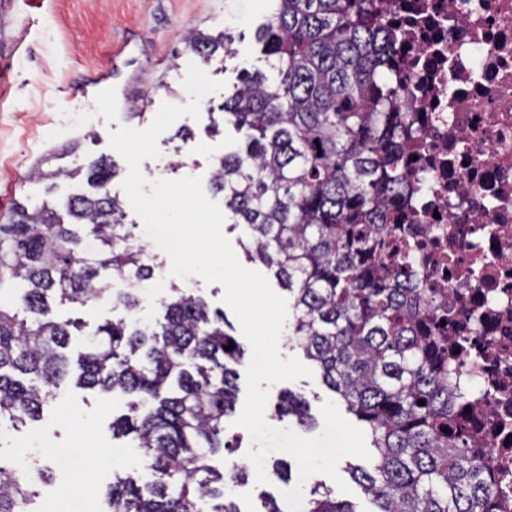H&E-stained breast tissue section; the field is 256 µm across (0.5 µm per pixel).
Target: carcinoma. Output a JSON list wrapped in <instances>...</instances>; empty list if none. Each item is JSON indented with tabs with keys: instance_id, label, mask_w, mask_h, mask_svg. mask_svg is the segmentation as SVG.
<instances>
[{
	"instance_id": "obj_1",
	"label": "carcinoma",
	"mask_w": 512,
	"mask_h": 512,
	"mask_svg": "<svg viewBox=\"0 0 512 512\" xmlns=\"http://www.w3.org/2000/svg\"><path fill=\"white\" fill-rule=\"evenodd\" d=\"M370 0H270L253 39L275 81L246 71L224 100V123L244 132L246 152H226L210 183L224 212L247 226L248 258L273 270L288 295L289 340L320 370L345 410L365 424L374 459L351 468L374 512H488L496 485L448 422L462 410L448 392L451 370L435 337L420 335L408 306L413 285L379 268V238L398 228L389 200L405 189L397 91L386 74L400 33L370 20ZM186 40L207 60L234 54L235 38L194 29ZM86 175L62 218L47 204L16 213L10 276L26 283L18 306L0 302V424H25L72 373L76 385L127 399L112 438L131 437L146 468L162 479L140 487L115 477L107 512H241L227 488H245L252 465L233 457L224 418L235 411L243 349L224 330V312L170 288L162 319L140 326L107 320L71 367L72 323L54 305L109 300L131 312L136 285L154 276L126 224L124 202L109 191L117 176L104 158L87 169L35 170L31 178ZM424 404H419V401ZM277 415L305 427L304 400L286 392ZM226 453L224 469L209 460ZM48 470L0 456V512H30ZM307 512H356L321 482Z\"/></svg>"
}]
</instances>
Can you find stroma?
I'll use <instances>...</instances> for the list:
<instances>
[{
    "label": "stroma",
    "instance_id": "stroma-1",
    "mask_svg": "<svg viewBox=\"0 0 512 512\" xmlns=\"http://www.w3.org/2000/svg\"><path fill=\"white\" fill-rule=\"evenodd\" d=\"M268 8L267 0H45L40 8L34 0H0V283L11 282L17 205L43 201L61 212L70 197L88 190L80 179L61 177L50 186L32 181L33 169L45 164L70 169L113 156L111 131L122 125L149 127L161 103L186 104L189 95L180 75L197 60L185 40L188 30L242 32L237 56L219 51L207 61L206 73L226 88L233 87L242 69H266L252 32ZM103 74L108 80L102 92L86 97L85 86ZM224 97V91L206 95L199 118H180L159 137V157L142 163L149 180L209 178L217 159L242 143L241 133L219 123ZM87 112L97 119L91 131L81 124ZM146 250L160 270L142 293L136 320L160 318V302L176 286L223 311L233 336H240L235 316L222 301L221 285L173 276L165 252L151 241ZM125 315L123 307L99 301L57 311L59 319L83 325L71 338L75 351L98 324ZM284 389L305 398L316 425L299 427L294 418H278L270 408L267 423L303 437L318 436L324 428L320 408L332 396L320 374L277 383L270 393ZM124 410L123 399L66 382L40 421L0 432V454L49 467L52 479L39 486V497L52 501L58 512H81L88 499L103 512L113 473L142 483L155 479L138 449L112 438L109 425Z\"/></svg>",
    "mask_w": 512,
    "mask_h": 512
}]
</instances>
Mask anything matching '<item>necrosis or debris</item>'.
Wrapping results in <instances>:
<instances>
[{"label": "necrosis or debris", "instance_id": "4bbe7bcc", "mask_svg": "<svg viewBox=\"0 0 512 512\" xmlns=\"http://www.w3.org/2000/svg\"><path fill=\"white\" fill-rule=\"evenodd\" d=\"M378 22L399 112L400 147L426 176L394 209L418 243L412 310L436 337L464 412L456 431L512 512V0H388Z\"/></svg>", "mask_w": 512, "mask_h": 512}]
</instances>
